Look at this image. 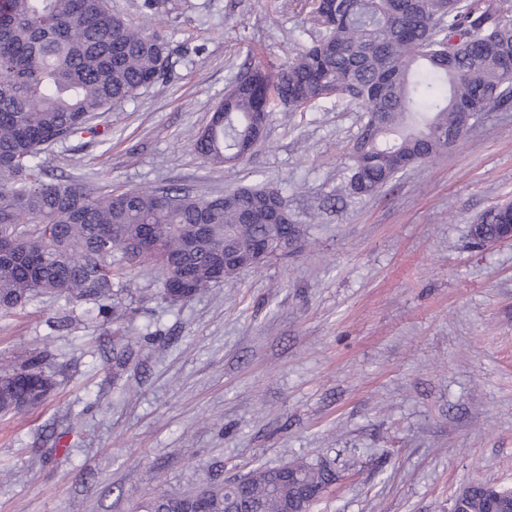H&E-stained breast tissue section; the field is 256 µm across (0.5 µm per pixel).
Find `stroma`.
<instances>
[{
    "mask_svg": "<svg viewBox=\"0 0 512 512\" xmlns=\"http://www.w3.org/2000/svg\"><path fill=\"white\" fill-rule=\"evenodd\" d=\"M141 2L108 0L166 35L167 77L43 167L103 190L272 187L302 239L181 302L159 267L129 269L121 338L50 295L0 314V369L36 359L54 380L0 415V512H141L293 460L337 474L313 512H450L466 484L512 488V241L470 238L512 200V103L370 196L336 191L360 125L344 99L272 112L250 155L214 166L195 140L216 106L248 67L279 73L313 21L303 0Z\"/></svg>",
    "mask_w": 512,
    "mask_h": 512,
    "instance_id": "stroma-1",
    "label": "stroma"
}]
</instances>
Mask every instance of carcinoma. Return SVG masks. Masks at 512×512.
<instances>
[{
  "label": "carcinoma",
  "instance_id": "obj_1",
  "mask_svg": "<svg viewBox=\"0 0 512 512\" xmlns=\"http://www.w3.org/2000/svg\"><path fill=\"white\" fill-rule=\"evenodd\" d=\"M319 34L272 76L256 67L227 93L224 122L211 119L195 149L214 166L240 160L254 139L256 113L290 111L347 98L361 112L349 151L346 188L372 195L417 163L448 151L470 120L512 100V0H307ZM167 37L147 33L105 0H0V312L50 294L92 302L105 320L125 316L112 291L126 267L171 262L193 292L213 282L216 254L238 257L259 245L266 259L288 253L300 230L275 223L264 203L288 202L269 187L242 186L210 198L177 188L101 191L74 179L45 180L39 155L89 128L113 105L158 83L169 66ZM472 239L500 236L512 204L474 220ZM157 249L136 250L142 225ZM195 224L207 225L183 250ZM52 376L26 362L0 376V412ZM336 481L324 462L292 461L271 489L263 469L201 495L161 496L143 512H309ZM452 512H512V490L491 482L455 494Z\"/></svg>",
  "mask_w": 512,
  "mask_h": 512
}]
</instances>
